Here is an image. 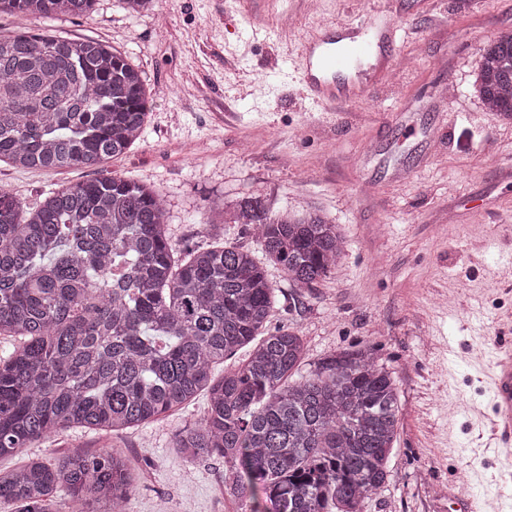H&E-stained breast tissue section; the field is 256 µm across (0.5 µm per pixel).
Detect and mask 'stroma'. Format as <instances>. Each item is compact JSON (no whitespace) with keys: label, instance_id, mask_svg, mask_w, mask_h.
Instances as JSON below:
<instances>
[{"label":"stroma","instance_id":"35a3bbf8","mask_svg":"<svg viewBox=\"0 0 512 512\" xmlns=\"http://www.w3.org/2000/svg\"><path fill=\"white\" fill-rule=\"evenodd\" d=\"M368 0H154L133 15L96 0L91 18L50 21L124 52L153 102L140 139L99 168L33 171L0 162V187L27 203L118 174L166 202L176 247L208 244L212 202L263 199L276 213L317 210L340 225L335 270L294 294L267 268L270 325L298 330L306 363L375 348L392 371L400 429L388 479L364 512H455L449 487L495 498L512 454L478 444L489 413L482 352L512 314V122L486 111L473 81L484 42L512 29V0H392L400 72L370 102L329 111L309 98L295 60L324 20L351 22ZM291 12L283 37L251 27ZM208 410L206 396L119 435L73 429L0 460L9 470L108 445L137 473L129 512H244L223 495V457L186 462L173 443Z\"/></svg>","mask_w":512,"mask_h":512}]
</instances>
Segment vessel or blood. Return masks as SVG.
Returning <instances> with one entry per match:
<instances>
[{
    "instance_id": "vessel-or-blood-1",
    "label": "vessel or blood",
    "mask_w": 512,
    "mask_h": 512,
    "mask_svg": "<svg viewBox=\"0 0 512 512\" xmlns=\"http://www.w3.org/2000/svg\"><path fill=\"white\" fill-rule=\"evenodd\" d=\"M397 32L390 10L376 0L356 23H319L303 42L298 60L301 80L310 95L328 107L366 103L377 81L376 72L362 70L372 56L390 59L389 44ZM356 71L349 82L336 83V74ZM494 415L492 440L512 446V333L499 332L489 352Z\"/></svg>"
}]
</instances>
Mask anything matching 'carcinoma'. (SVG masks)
<instances>
[{"label":"carcinoma","mask_w":512,"mask_h":512,"mask_svg":"<svg viewBox=\"0 0 512 512\" xmlns=\"http://www.w3.org/2000/svg\"><path fill=\"white\" fill-rule=\"evenodd\" d=\"M95 2L0 0V14L85 17ZM474 91L512 120V30L483 43ZM151 104L141 71L105 41L0 32V162L99 166L139 139ZM212 210L254 230L262 257L226 242L176 247L161 197L124 176L33 207L0 188V335L14 340L0 358V458L70 429L122 433L204 392L206 416L175 447L187 461L224 457V495L246 512H363L400 427L391 372L358 347L303 374L298 331L267 329L266 263L311 288L344 253L340 227L316 211L274 214L258 197ZM63 485L100 512H126L134 490L126 460L102 449L0 473V504L49 512Z\"/></svg>","instance_id":"1"}]
</instances>
